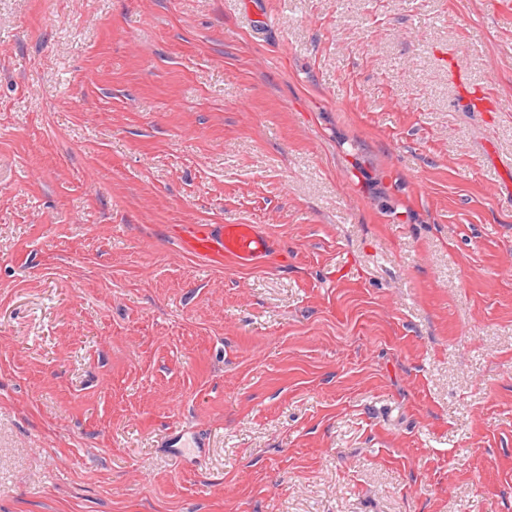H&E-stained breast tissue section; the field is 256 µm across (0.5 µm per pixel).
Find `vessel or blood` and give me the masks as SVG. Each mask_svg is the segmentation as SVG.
<instances>
[{"label": "vessel or blood", "mask_w": 512, "mask_h": 512, "mask_svg": "<svg viewBox=\"0 0 512 512\" xmlns=\"http://www.w3.org/2000/svg\"><path fill=\"white\" fill-rule=\"evenodd\" d=\"M181 243L188 254L216 260L228 258L241 266L259 262L272 250L269 237L254 224H188Z\"/></svg>", "instance_id": "b4317fda"}]
</instances>
